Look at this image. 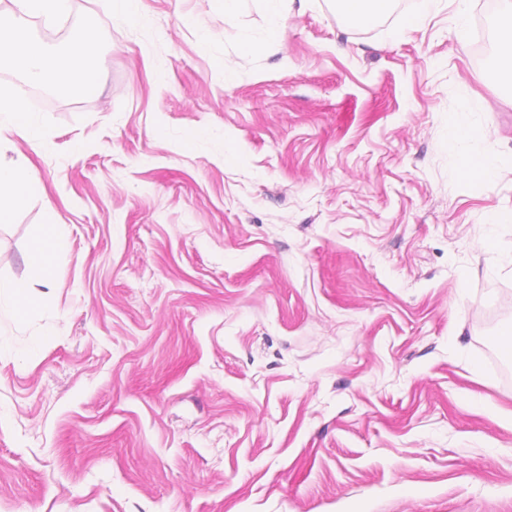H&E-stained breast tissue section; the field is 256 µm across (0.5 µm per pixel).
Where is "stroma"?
<instances>
[{"label":"stroma","instance_id":"stroma-1","mask_svg":"<svg viewBox=\"0 0 512 512\" xmlns=\"http://www.w3.org/2000/svg\"><path fill=\"white\" fill-rule=\"evenodd\" d=\"M511 2L470 0L482 52L456 0L407 30L419 0L366 28L288 0L269 42L261 0H0L100 61L78 92L0 66L44 132L0 130L38 178L0 279L66 241L40 306L0 310V512H512ZM452 113L482 137L449 147ZM22 10L36 13L47 20L64 15L70 5V0H17ZM100 2L106 11L124 17H139L144 8L143 0H101ZM497 51L499 59L512 66V4L501 10L496 19ZM461 171L470 178L489 179L495 172V162L489 155L465 156L461 162ZM63 248L62 236L56 226L45 224L27 252V264L38 283L51 281L53 256Z\"/></svg>","mask_w":512,"mask_h":512}]
</instances>
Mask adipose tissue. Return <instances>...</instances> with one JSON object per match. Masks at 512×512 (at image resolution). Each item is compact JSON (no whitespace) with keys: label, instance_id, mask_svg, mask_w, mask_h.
I'll return each mask as SVG.
<instances>
[{"label":"adipose tissue","instance_id":"obj_1","mask_svg":"<svg viewBox=\"0 0 512 512\" xmlns=\"http://www.w3.org/2000/svg\"><path fill=\"white\" fill-rule=\"evenodd\" d=\"M18 70L34 85L58 82L62 68L76 64V75L82 87L95 86L99 77L97 48L90 31L72 38L65 51L51 55L36 36L21 27L6 25L0 17V64ZM35 182L33 173L23 164L0 162V223H10L22 206ZM63 247V239L55 225H43L27 252V264L33 274L29 280H0V298L14 303L15 315H24L38 303L33 292L35 282H50L52 259Z\"/></svg>","mask_w":512,"mask_h":512}]
</instances>
